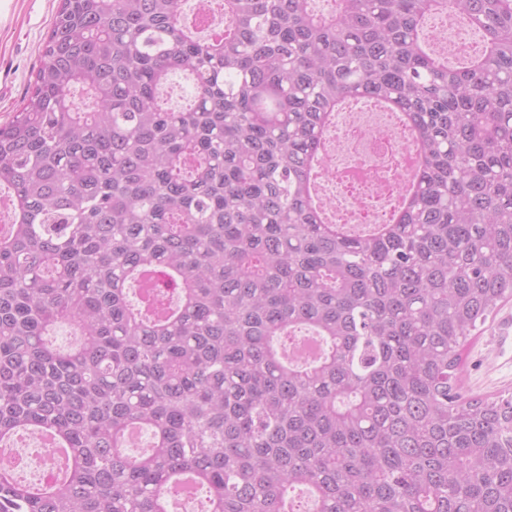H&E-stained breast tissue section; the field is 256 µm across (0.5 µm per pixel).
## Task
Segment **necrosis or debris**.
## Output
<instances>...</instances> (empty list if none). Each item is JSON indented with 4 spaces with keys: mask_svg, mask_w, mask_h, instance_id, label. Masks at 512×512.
<instances>
[{
    "mask_svg": "<svg viewBox=\"0 0 512 512\" xmlns=\"http://www.w3.org/2000/svg\"><path fill=\"white\" fill-rule=\"evenodd\" d=\"M338 128L324 149L323 183L331 189L330 210L338 223L354 228L382 223L413 173L409 160L414 137L401 129L392 114L371 107L343 113ZM0 461L9 463L26 483L46 481L65 465L63 453L34 434L1 441Z\"/></svg>",
    "mask_w": 512,
    "mask_h": 512,
    "instance_id": "necrosis-or-debris-1",
    "label": "necrosis or debris"
}]
</instances>
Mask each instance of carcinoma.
Masks as SVG:
<instances>
[{
    "mask_svg": "<svg viewBox=\"0 0 512 512\" xmlns=\"http://www.w3.org/2000/svg\"><path fill=\"white\" fill-rule=\"evenodd\" d=\"M312 2L211 0L216 37L182 0H61L0 127V441L38 431L67 465L0 463V512H169L185 476L209 512H294L296 489L312 512H512V396L455 386L512 299V0ZM448 8L483 34L459 67L421 39ZM358 97L421 154L368 234L313 192ZM152 274L178 301L128 300ZM300 325L321 352L286 361Z\"/></svg>",
    "mask_w": 512,
    "mask_h": 512,
    "instance_id": "cac0c4a2",
    "label": "carcinoma"
}]
</instances>
